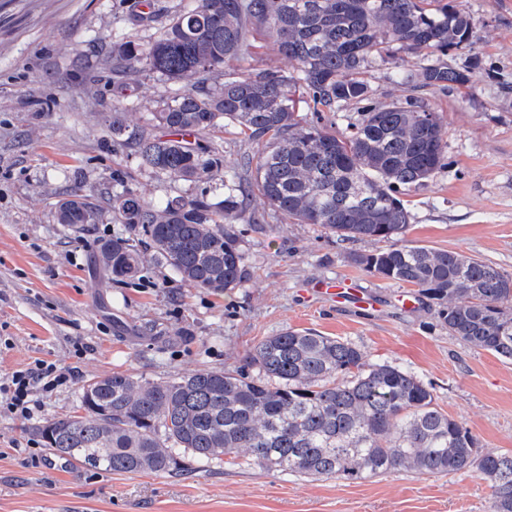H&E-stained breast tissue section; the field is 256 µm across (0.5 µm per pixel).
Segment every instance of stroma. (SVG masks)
<instances>
[{"mask_svg": "<svg viewBox=\"0 0 512 512\" xmlns=\"http://www.w3.org/2000/svg\"><path fill=\"white\" fill-rule=\"evenodd\" d=\"M0 0V381L38 361L71 370L70 384L36 393L30 415L9 413L0 394V512H489L491 489L476 474L393 473L360 483L269 470L245 452L177 475L90 470L45 448L37 430L68 414L81 387L124 373L167 381L234 370L264 337L312 329L357 345L368 361L410 369L441 411L464 422L484 452L512 453V361L449 336L428 300L404 309L406 284L374 276L356 255L378 247L297 224L251 197L258 224L237 226L244 278L228 293L179 283L146 259L115 279L101 246L128 237L108 214L117 180L149 202L200 185L142 171L112 140V113L153 131L155 106L174 86L156 75L120 81L103 59L115 39L146 43L180 0ZM474 19L475 50L448 62L469 75L461 90L419 95L438 113L447 165L405 201V243L462 252L512 274V0H457ZM226 166L253 178L255 143L234 129L208 135ZM103 209L81 232L57 223L55 203L73 188ZM350 279L376 309L340 306L316 283Z\"/></svg>", "mask_w": 512, "mask_h": 512, "instance_id": "35a3bbf8", "label": "stroma"}]
</instances>
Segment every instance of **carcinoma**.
Listing matches in <instances>:
<instances>
[{
	"mask_svg": "<svg viewBox=\"0 0 512 512\" xmlns=\"http://www.w3.org/2000/svg\"><path fill=\"white\" fill-rule=\"evenodd\" d=\"M258 35L292 70L228 69ZM476 44L470 15L450 0H200L182 7L154 41L112 44L116 74L148 72L181 84L156 113L162 133L116 116L112 137L150 172L196 184L224 166L199 137L239 130L258 145L255 186L272 210L343 239L387 242L354 261L418 288L439 307L448 335L512 361V275L460 252L403 242L412 215L400 195L446 166L439 117L417 92L466 87L468 75L448 64V52ZM401 52L420 61L392 76L404 95L370 103L364 75ZM218 71L224 82L212 86ZM298 91L315 119L295 111ZM351 104L362 105L361 118L336 130V113ZM250 192L235 171L224 173L222 192L161 204L121 186L112 218L131 236L104 245V270L134 275L143 234L179 282L214 293L236 288L244 265L234 225L259 221L247 209ZM100 217L79 190L57 204L59 224L84 230ZM39 433L55 454L114 473L176 474L189 457L208 462L240 450L268 469L346 482L475 473L491 488L490 512H512V453H482L412 371L371 363L355 344L312 330L265 337L237 370L161 383L122 373L92 380L76 410Z\"/></svg>",
	"mask_w": 512,
	"mask_h": 512,
	"instance_id": "carcinoma-1",
	"label": "carcinoma"
}]
</instances>
